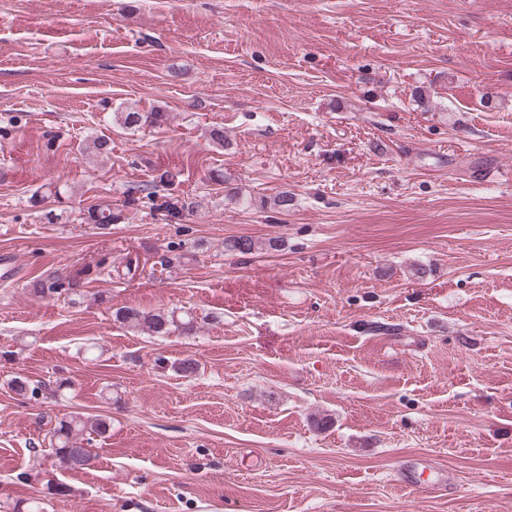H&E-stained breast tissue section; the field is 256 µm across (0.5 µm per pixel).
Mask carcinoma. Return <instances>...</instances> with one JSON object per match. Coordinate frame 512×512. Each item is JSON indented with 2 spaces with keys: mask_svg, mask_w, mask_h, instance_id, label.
I'll return each mask as SVG.
<instances>
[{
  "mask_svg": "<svg viewBox=\"0 0 512 512\" xmlns=\"http://www.w3.org/2000/svg\"><path fill=\"white\" fill-rule=\"evenodd\" d=\"M117 120L122 127L128 130H139L145 126L160 127L167 124L169 114L166 112H118ZM173 182L171 173L158 168L152 182L146 188V197L155 200L157 188L168 186ZM198 208V202L190 197L163 195L161 203L156 209L165 213L171 219H180L192 214ZM121 213L112 210V205H99L87 209L82 220L86 224L107 226L116 223ZM278 247L277 240L270 239L260 243L250 236H231L224 239V251L229 254H252L263 248L274 249ZM80 288L77 276L60 269L47 275L30 280L26 284L28 293L34 297H53L64 292L75 293ZM114 320L127 328L137 332H148L154 336H166L176 329L183 334L191 335L198 329L197 319L192 315L178 317L175 313L144 312L137 308L121 306L114 311ZM110 424L102 418L89 419L78 413L55 421L48 431L50 437L51 454L59 463L69 471L83 470L92 461V452L89 448L96 437L105 436Z\"/></svg>",
  "mask_w": 512,
  "mask_h": 512,
  "instance_id": "obj_1",
  "label": "carcinoma"
}]
</instances>
